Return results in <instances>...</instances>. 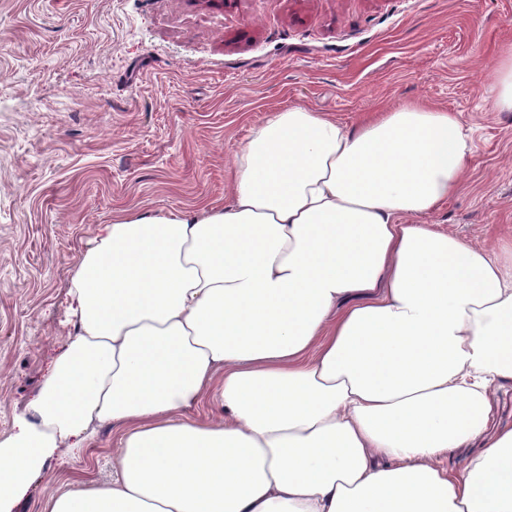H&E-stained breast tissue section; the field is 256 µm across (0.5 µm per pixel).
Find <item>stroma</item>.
I'll list each match as a JSON object with an SVG mask.
<instances>
[{
    "mask_svg": "<svg viewBox=\"0 0 512 512\" xmlns=\"http://www.w3.org/2000/svg\"><path fill=\"white\" fill-rule=\"evenodd\" d=\"M512 0H0V434L69 342L70 271L119 212L220 209L253 127L294 104L344 125L422 100L475 148L426 223L481 244L512 225V113L482 74ZM70 465L14 512H40Z\"/></svg>",
    "mask_w": 512,
    "mask_h": 512,
    "instance_id": "35a3bbf8",
    "label": "stroma"
}]
</instances>
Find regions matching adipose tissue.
<instances>
[{
  "instance_id": "adipose-tissue-1",
  "label": "adipose tissue",
  "mask_w": 512,
  "mask_h": 512,
  "mask_svg": "<svg viewBox=\"0 0 512 512\" xmlns=\"http://www.w3.org/2000/svg\"><path fill=\"white\" fill-rule=\"evenodd\" d=\"M484 82L512 112V41ZM473 151L424 101L351 127L294 105L235 154L224 208L113 217L72 270L75 335L0 435V512L53 458L77 467L41 512H512L489 398L512 380V232L424 221ZM208 401L227 422L193 418ZM475 442L466 474L433 466ZM119 438L120 432L114 427H104L100 431L97 444L93 448L95 458L91 472L95 480L104 482L111 478V468L108 461L119 453Z\"/></svg>"
}]
</instances>
